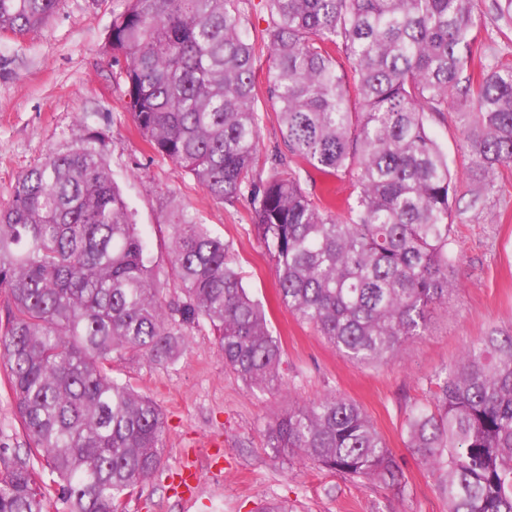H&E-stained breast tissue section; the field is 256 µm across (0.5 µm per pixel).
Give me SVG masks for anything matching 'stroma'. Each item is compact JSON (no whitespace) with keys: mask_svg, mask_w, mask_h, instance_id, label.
<instances>
[{"mask_svg":"<svg viewBox=\"0 0 512 512\" xmlns=\"http://www.w3.org/2000/svg\"><path fill=\"white\" fill-rule=\"evenodd\" d=\"M126 0H61L38 32L0 36V202L18 175L51 151H66L97 134L102 154L134 215L160 272L171 247L167 216L186 207L231 247L244 284L267 307L268 327L281 342L282 385L260 390L224 367L209 327L196 330L183 357L159 366L143 357L113 363L114 376L151 396L166 424L163 467L135 487L125 512H257L264 501L288 500L295 512H448L433 478L405 445L411 407L428 403L432 378L493 328L512 327V164L485 174L468 137L469 106L427 114L425 126L448 159L460 204L452 215L453 290L432 306L422 336L393 358L369 365L347 360L277 294L274 263L250 221L249 198L214 201L169 160L156 155L133 125L119 69L105 44ZM482 48L473 68L512 64V31L497 21L491 0L480 4ZM329 394L354 400L400 460L407 485L352 481L266 446L265 432L289 405ZM220 441L211 462L197 463V444ZM25 451L6 373L0 368V444ZM197 465L191 501L174 490V476Z\"/></svg>","mask_w":512,"mask_h":512,"instance_id":"35a3bbf8","label":"stroma"}]
</instances>
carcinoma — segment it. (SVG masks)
Here are the masks:
<instances>
[{
  "instance_id": "obj_1",
  "label": "carcinoma",
  "mask_w": 512,
  "mask_h": 512,
  "mask_svg": "<svg viewBox=\"0 0 512 512\" xmlns=\"http://www.w3.org/2000/svg\"><path fill=\"white\" fill-rule=\"evenodd\" d=\"M107 48L133 123L160 157L215 201L250 193L251 223L274 262L282 303L349 360L396 355L448 298L457 189L425 114L472 108L471 148L487 172L512 162V66L471 71L478 0H127ZM59 0H0V34L42 29ZM512 30V0H493ZM272 61L260 75L248 33ZM350 64L346 70L336 53ZM286 152L270 180L258 162L261 87ZM357 192L347 216L311 196L288 162ZM166 298L126 200L90 145L52 151L0 206V363L28 440L0 445V512H47L30 462L53 476L63 512H118L161 467L163 414L112 376L126 355L170 365L208 325L225 368L281 386V343L243 284L230 245L185 207L168 214ZM405 437L448 512H512V329L494 330L436 376L433 405ZM267 447L399 490L398 459L362 408L330 395L293 405Z\"/></svg>"
}]
</instances>
